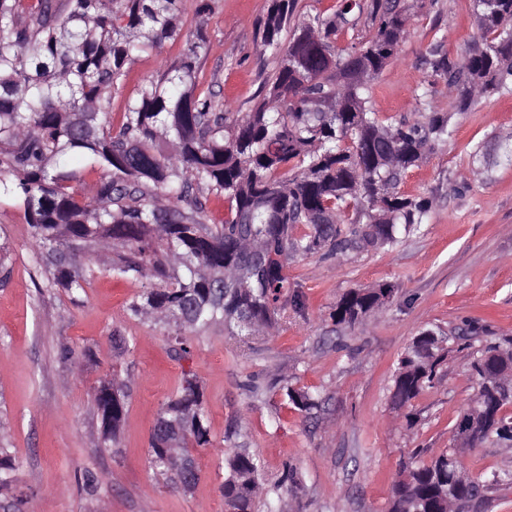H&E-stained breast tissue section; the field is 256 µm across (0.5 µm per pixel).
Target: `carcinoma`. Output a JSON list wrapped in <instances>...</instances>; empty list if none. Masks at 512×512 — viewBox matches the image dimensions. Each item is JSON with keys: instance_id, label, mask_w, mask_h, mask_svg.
<instances>
[{"instance_id": "obj_1", "label": "carcinoma", "mask_w": 512, "mask_h": 512, "mask_svg": "<svg viewBox=\"0 0 512 512\" xmlns=\"http://www.w3.org/2000/svg\"><path fill=\"white\" fill-rule=\"evenodd\" d=\"M185 0H0V198L28 215L48 284L75 303L84 279L74 267L96 248L115 253L110 274L148 286L129 303L134 317L175 327V352L191 354L182 332L222 323L250 335L276 329L279 314L303 307L288 295V261L331 258L362 245L394 249L421 229L432 200L398 191L402 175L449 138L450 117L386 123L369 89L409 35L400 0H343L327 18L295 17V0H267L263 46L277 60L275 78L252 111L215 110L196 93L201 33H183ZM480 44L451 61H431L458 111L481 98L512 94V0H473ZM368 13L375 27L357 45L336 36ZM184 40L161 78L129 98L118 123L112 94L138 52ZM100 172L76 197L67 160ZM228 203L222 224L207 222L209 196ZM305 224L308 232L297 234ZM394 287L345 293L331 318L353 326L392 298ZM431 329L414 337L393 373L392 402L410 411L448 360ZM474 392L456 422L470 424L469 447L512 444V336L487 340L469 363ZM289 404L307 415L312 393L288 386ZM125 381L112 377L95 394L104 439L116 441L126 416ZM211 445V421L198 376L160 408L150 434V464L170 474L171 451L194 459ZM15 459L0 440V491ZM228 512H252L269 490L263 462L247 448L224 458ZM467 471L462 449L429 459L413 453L392 480L387 512H471L494 485Z\"/></svg>"}]
</instances>
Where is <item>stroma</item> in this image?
<instances>
[{
	"instance_id": "obj_1",
	"label": "stroma",
	"mask_w": 512,
	"mask_h": 512,
	"mask_svg": "<svg viewBox=\"0 0 512 512\" xmlns=\"http://www.w3.org/2000/svg\"><path fill=\"white\" fill-rule=\"evenodd\" d=\"M410 35L397 59L371 85L380 118L412 119L447 112L454 129L427 160L409 169L402 193L433 206L417 234L396 249L351 250L324 258L301 256L287 267L302 309H287L275 334L231 336L223 325L194 335L190 358L175 355L166 326L130 315L137 281H118L100 254L82 264L85 290L72 303L46 285L23 208L0 200V421L7 426L16 468L8 494L27 512H224L223 451L243 445L264 462L261 480L273 487L294 470L298 483L283 494L288 512H386L391 480L412 450L423 456L451 442L461 406L474 390L469 349L489 336H512V164L475 159L478 145L512 135V95H491L468 111L431 65L432 48L456 59L477 38L472 0H405ZM266 0H212L197 17L186 10L185 32H203L199 90H212L221 112H248L274 77L260 23ZM181 43L140 54L128 66L112 112L159 79ZM428 104H421V91ZM383 283L394 298L352 327L330 315L351 289ZM448 338L450 353L434 387L416 401L407 425L391 403L392 372L423 328ZM127 337V351L113 339ZM90 349L73 365L63 348ZM204 389L212 444L194 453L200 480L173 489L154 473L148 440L161 406L178 392L185 372ZM130 384L125 426L116 443L101 439L95 387L111 375ZM257 394L245 391L248 382ZM323 401L315 417L292 408L284 386ZM470 473H512V446L488 442L467 449ZM95 491L84 488L86 476Z\"/></svg>"
}]
</instances>
